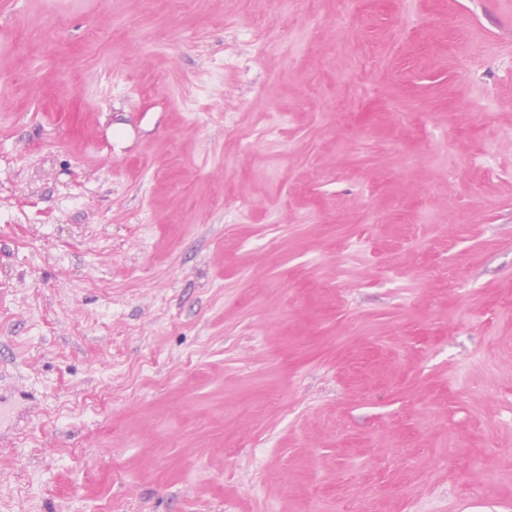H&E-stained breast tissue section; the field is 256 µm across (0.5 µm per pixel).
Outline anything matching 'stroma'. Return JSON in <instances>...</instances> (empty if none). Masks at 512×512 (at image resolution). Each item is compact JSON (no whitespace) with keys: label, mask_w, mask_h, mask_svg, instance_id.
Returning a JSON list of instances; mask_svg holds the SVG:
<instances>
[{"label":"stroma","mask_w":512,"mask_h":512,"mask_svg":"<svg viewBox=\"0 0 512 512\" xmlns=\"http://www.w3.org/2000/svg\"><path fill=\"white\" fill-rule=\"evenodd\" d=\"M510 448L503 0H0V512H512Z\"/></svg>","instance_id":"obj_1"}]
</instances>
